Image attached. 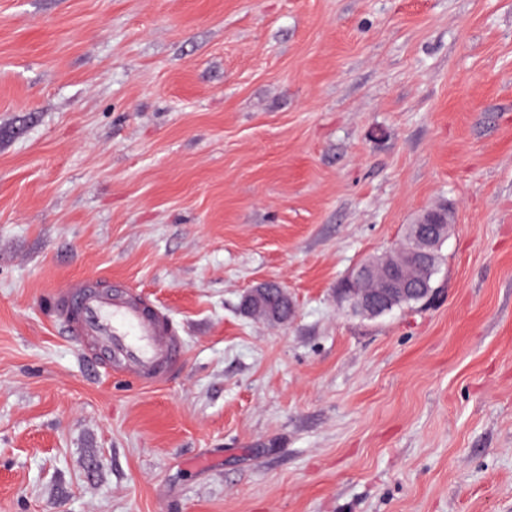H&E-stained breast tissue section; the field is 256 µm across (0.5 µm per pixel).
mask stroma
<instances>
[{
	"mask_svg": "<svg viewBox=\"0 0 512 512\" xmlns=\"http://www.w3.org/2000/svg\"><path fill=\"white\" fill-rule=\"evenodd\" d=\"M440 205L435 300L350 313ZM86 275L180 374L86 373ZM0 512H512V0H0ZM52 294L57 322L81 343L91 366L144 386L183 366L186 349L173 319L138 292L81 277Z\"/></svg>",
	"mask_w": 512,
	"mask_h": 512,
	"instance_id": "stroma-1",
	"label": "stroma"
}]
</instances>
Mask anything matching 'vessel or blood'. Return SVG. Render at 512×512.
<instances>
[{
  "label": "vessel or blood",
  "mask_w": 512,
  "mask_h": 512,
  "mask_svg": "<svg viewBox=\"0 0 512 512\" xmlns=\"http://www.w3.org/2000/svg\"><path fill=\"white\" fill-rule=\"evenodd\" d=\"M53 298L58 323L91 366L144 386L183 366L186 349L173 319L141 294L82 277L57 286Z\"/></svg>",
  "instance_id": "1"
}]
</instances>
